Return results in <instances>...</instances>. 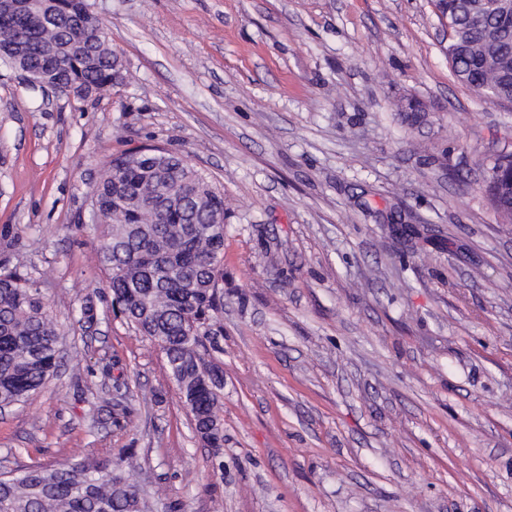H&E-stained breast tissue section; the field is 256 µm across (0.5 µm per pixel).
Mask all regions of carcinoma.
Masks as SVG:
<instances>
[{"instance_id":"obj_1","label":"carcinoma","mask_w":512,"mask_h":512,"mask_svg":"<svg viewBox=\"0 0 512 512\" xmlns=\"http://www.w3.org/2000/svg\"><path fill=\"white\" fill-rule=\"evenodd\" d=\"M468 0H436L448 20V59L455 76L499 102L512 103L505 58L512 42L471 15ZM25 39L26 65L37 71L48 51L62 57L60 93L81 99L121 78L119 59L96 46L94 30L55 0H36L34 16L9 33ZM106 208L97 252L107 273L112 307L164 353L169 376L184 398L196 437L224 445L218 412L224 384L205 356L224 335V193L183 157L129 153L112 158L91 191ZM58 333L41 289L0 264V407L26 402L57 367ZM135 453L82 460L62 467L24 465L0 472V512H148L134 484Z\"/></svg>"}]
</instances>
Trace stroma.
<instances>
[{
  "label": "stroma",
  "mask_w": 512,
  "mask_h": 512,
  "mask_svg": "<svg viewBox=\"0 0 512 512\" xmlns=\"http://www.w3.org/2000/svg\"><path fill=\"white\" fill-rule=\"evenodd\" d=\"M86 2L119 85L77 100L0 67V262L60 336L0 455L133 449L154 512H512V219L485 193L512 105L455 77L434 0ZM143 147L224 192L218 458L113 313L88 221Z\"/></svg>",
  "instance_id": "35a3bbf8"
}]
</instances>
